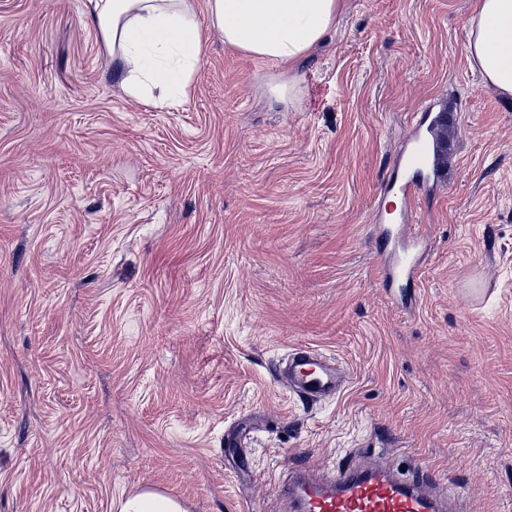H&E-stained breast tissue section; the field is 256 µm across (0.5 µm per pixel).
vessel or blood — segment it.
Wrapping results in <instances>:
<instances>
[{
	"mask_svg": "<svg viewBox=\"0 0 512 512\" xmlns=\"http://www.w3.org/2000/svg\"><path fill=\"white\" fill-rule=\"evenodd\" d=\"M435 140L417 133L404 154L406 177L386 183L385 193L411 201L419 194V182L434 171ZM423 239L416 230L395 240L385 264V278L414 283L420 272L417 245ZM275 378L278 384L301 399L316 403L338 396L348 375L336 360L315 349L289 353ZM446 492L406 478L382 463H366L321 479L309 471H292L279 483L273 512H449Z\"/></svg>",
	"mask_w": 512,
	"mask_h": 512,
	"instance_id": "obj_1",
	"label": "vessel or blood"
}]
</instances>
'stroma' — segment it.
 <instances>
[{"instance_id": "35a3bbf8", "label": "stroma", "mask_w": 512, "mask_h": 512, "mask_svg": "<svg viewBox=\"0 0 512 512\" xmlns=\"http://www.w3.org/2000/svg\"><path fill=\"white\" fill-rule=\"evenodd\" d=\"M471 0H342L283 102L280 68L203 46L186 97L135 100L89 0H0V512H268L300 468L382 459L457 512H512V97L465 47ZM446 180L401 304L380 192L425 105ZM351 373L306 405L274 371ZM257 428L249 464L230 427ZM274 377L281 387L311 403L335 398L348 384L343 366L322 352L309 348L289 353ZM115 512H187L178 500L154 489H143L112 504Z\"/></svg>"}]
</instances>
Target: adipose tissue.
I'll return each instance as SVG.
<instances>
[{
  "instance_id": "adipose-tissue-1",
  "label": "adipose tissue",
  "mask_w": 512,
  "mask_h": 512,
  "mask_svg": "<svg viewBox=\"0 0 512 512\" xmlns=\"http://www.w3.org/2000/svg\"><path fill=\"white\" fill-rule=\"evenodd\" d=\"M92 19L122 85L134 97L158 87L184 96L203 46L195 0H93ZM210 24L226 46L292 69L334 30L340 0H208ZM466 50L482 81L512 96V0H472ZM114 512H187L178 500L143 489Z\"/></svg>"
}]
</instances>
